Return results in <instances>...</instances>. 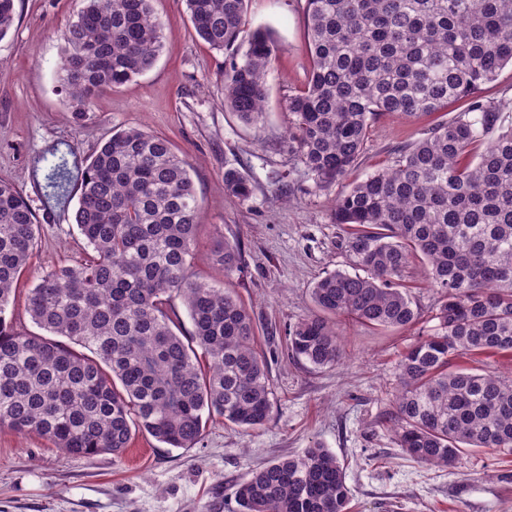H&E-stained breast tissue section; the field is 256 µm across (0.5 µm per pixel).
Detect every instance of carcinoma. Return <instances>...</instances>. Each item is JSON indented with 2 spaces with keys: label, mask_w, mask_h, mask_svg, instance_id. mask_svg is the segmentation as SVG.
Wrapping results in <instances>:
<instances>
[{
  "label": "carcinoma",
  "mask_w": 512,
  "mask_h": 512,
  "mask_svg": "<svg viewBox=\"0 0 512 512\" xmlns=\"http://www.w3.org/2000/svg\"><path fill=\"white\" fill-rule=\"evenodd\" d=\"M152 0H81L69 21L60 81L81 116L112 88L143 74L163 50ZM195 34L225 55L224 105L260 127L270 30L243 39L246 0H184ZM15 0H0V39ZM310 69L288 96V150L323 188L356 166L383 115L415 118L460 104L390 167L336 199L333 220L362 273L336 270L311 289L315 311L287 331L292 356L316 368L340 363L337 321L405 329L420 312L405 284L423 266L441 294L437 328L398 363L388 420L417 461L451 466L464 449L512 455V376L461 365L491 352L512 358V124L483 86L512 66V0H306ZM192 165L140 127L118 129L86 166L74 221L91 255L44 273L27 311L13 317L15 286L39 227L21 192L0 181V427L36 432L72 456L119 455L137 434L189 449L207 421L242 431L265 425L269 364L257 327L231 290L190 272L201 201ZM50 185L69 172L53 165ZM242 201L250 183L224 172ZM241 251L224 241L214 261L229 273ZM193 330H176L175 301ZM344 466L315 445L249 472L236 512H350Z\"/></svg>",
  "instance_id": "carcinoma-1"
}]
</instances>
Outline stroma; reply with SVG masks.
<instances>
[{
	"label": "stroma",
	"mask_w": 512,
	"mask_h": 512,
	"mask_svg": "<svg viewBox=\"0 0 512 512\" xmlns=\"http://www.w3.org/2000/svg\"><path fill=\"white\" fill-rule=\"evenodd\" d=\"M79 0H15V22L0 39V179L15 183L39 223L16 296L17 324L33 330L24 293L47 270L73 265L88 250L74 213L77 194L44 188L48 157H65L72 184L113 130L138 126L166 137L193 165L201 200L192 270L230 288L252 315L258 348L270 363L273 405L267 424L249 432L210 422L188 450L135 436L118 456L73 457L34 433L0 428V512H199L215 490L232 495L255 467L321 444L336 455L353 495L351 512H512V456L463 450L453 468L418 463L400 448L387 421L397 365L432 333L439 296L418 269L405 281L421 319L408 329L339 325L340 364L318 369L289 353L286 331L310 315V290L325 273L355 272L332 220L348 183L320 188L288 150L289 95L307 79L305 0H247L246 30H272L278 50L266 80L260 128L224 106V56L199 40L184 0H153L165 49L153 67L71 112L58 81L64 35ZM433 116L378 122L349 181L389 166L396 146L418 139ZM253 186L247 201L225 194V170ZM239 244V268L213 261L223 241Z\"/></svg>",
	"instance_id": "obj_1"
}]
</instances>
